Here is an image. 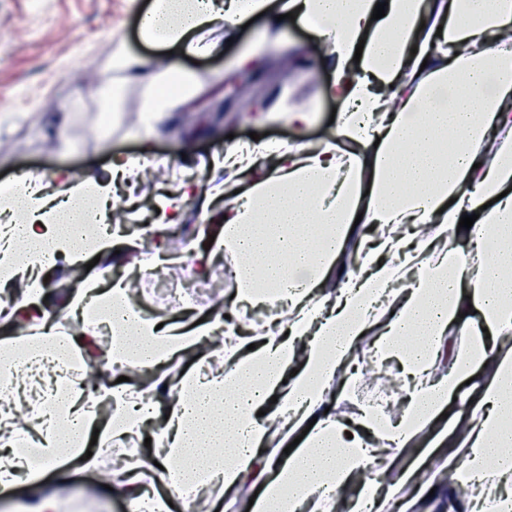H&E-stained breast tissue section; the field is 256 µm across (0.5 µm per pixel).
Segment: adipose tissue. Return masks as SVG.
Wrapping results in <instances>:
<instances>
[{
	"instance_id": "obj_1",
	"label": "adipose tissue",
	"mask_w": 512,
	"mask_h": 512,
	"mask_svg": "<svg viewBox=\"0 0 512 512\" xmlns=\"http://www.w3.org/2000/svg\"><path fill=\"white\" fill-rule=\"evenodd\" d=\"M376 3L225 0L219 10L214 0H150L140 35L159 56L113 62L155 89L158 61L181 80L184 55L225 52L205 30L219 24L235 39L261 17L282 33L289 12L326 45L320 61L340 104L332 137L225 145L220 165L239 192L211 253L190 257L200 270L211 254L234 258L237 310L279 312L261 333L210 316L159 325L130 304L125 280L97 276L66 299L80 333L59 329L39 277L113 256L120 232L87 242L81 203L92 188L108 207L113 178L132 176L141 159H114L107 177L63 175L57 205L35 190H0L23 215L0 226V288L24 286L0 313L15 329L0 338V360L14 376L49 360L61 376L32 407L26 446L0 445V491L25 478V512H60L45 490L49 473L83 457L98 465L113 447L126 495L149 498L150 512L204 486L219 490L212 512H227L247 487L258 492L247 512H338L344 503L409 512L420 466L395 462L415 447L447 449L449 492L500 486L468 495L463 512H512V0H388L377 20ZM470 214L463 249L448 233ZM405 224L427 230L395 236ZM369 335L380 361L402 367V406L395 414L367 404L345 419L335 408ZM443 358L447 372L434 374ZM181 359L189 367L172 373ZM90 369L103 377L93 397ZM121 369L138 382L112 383ZM454 401L469 404L466 423L446 417ZM134 436L150 438L151 450L129 447ZM294 436L299 444L286 449Z\"/></svg>"
}]
</instances>
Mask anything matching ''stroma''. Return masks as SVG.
<instances>
[{
  "instance_id": "1",
  "label": "stroma",
  "mask_w": 512,
  "mask_h": 512,
  "mask_svg": "<svg viewBox=\"0 0 512 512\" xmlns=\"http://www.w3.org/2000/svg\"><path fill=\"white\" fill-rule=\"evenodd\" d=\"M145 0H0V183L14 182L30 172L51 173L65 169L75 174L106 172L114 157L159 155L170 167L155 190L175 193L187 189L181 206L179 232L187 240L202 242L204 232L216 228L218 214L200 211V200L210 188L224 182L225 174L213 171L210 161L223 153L228 136L249 141L251 134H269L288 140L296 137L318 143L331 137L329 119L336 100L327 95L328 74L315 64L319 46L301 25L288 27L286 39L295 53L312 65L300 71L269 61L257 71L252 93L272 96L287 89L292 105L318 103L319 119L305 130L280 122L261 123L245 111L244 99L227 101L220 88L229 55L183 58L190 82L200 88L207 128L195 133L182 119L164 121L156 134L143 138V102L146 87L112 68V52L136 54L150 48L138 35L137 17ZM194 134L192 147L184 137ZM223 262H211L206 275L184 266L183 279L193 281L196 292L184 304L152 296L146 279H131L136 289L132 304L149 316L170 323L184 322L185 308L213 311L212 291L224 287ZM389 386H381L372 372H362L354 389L356 401L400 404L398 367L382 366ZM58 490L64 512H128L129 501L119 476L107 487L97 484V471L74 460L49 476Z\"/></svg>"
}]
</instances>
